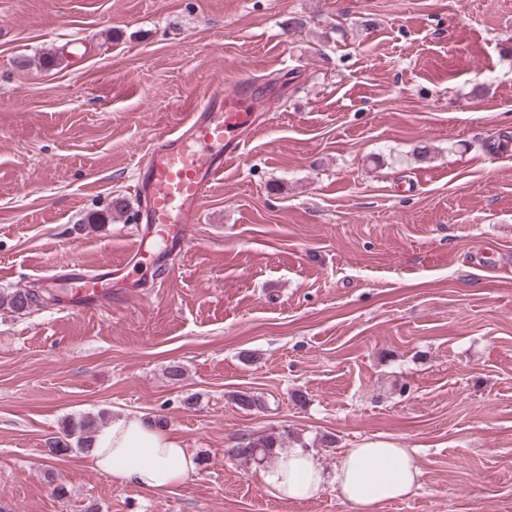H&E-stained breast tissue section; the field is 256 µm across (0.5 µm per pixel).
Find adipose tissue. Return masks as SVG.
<instances>
[{
    "label": "adipose tissue",
    "mask_w": 512,
    "mask_h": 512,
    "mask_svg": "<svg viewBox=\"0 0 512 512\" xmlns=\"http://www.w3.org/2000/svg\"><path fill=\"white\" fill-rule=\"evenodd\" d=\"M91 467L118 484L162 493L195 474L193 455L169 433L142 416H121L102 425L86 453ZM420 468L409 449L373 443L346 449L327 471L316 449L276 452L259 472L262 483L285 504L318 498L327 487L357 512L404 498L418 485Z\"/></svg>",
    "instance_id": "ef3b65f1"
}]
</instances>
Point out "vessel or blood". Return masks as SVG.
Instances as JSON below:
<instances>
[{
  "mask_svg": "<svg viewBox=\"0 0 512 512\" xmlns=\"http://www.w3.org/2000/svg\"><path fill=\"white\" fill-rule=\"evenodd\" d=\"M255 90H211L199 107L173 131L157 138L146 163L139 165L134 190L141 200L137 221L139 245L125 264L89 270L73 262L52 269L47 287H61L65 307L93 310L112 298V280L125 265L163 267L166 255L181 250L188 225L198 213L224 165L235 158L243 134L254 127Z\"/></svg>",
  "mask_w": 512,
  "mask_h": 512,
  "instance_id": "vessel-or-blood-1",
  "label": "vessel or blood"
}]
</instances>
